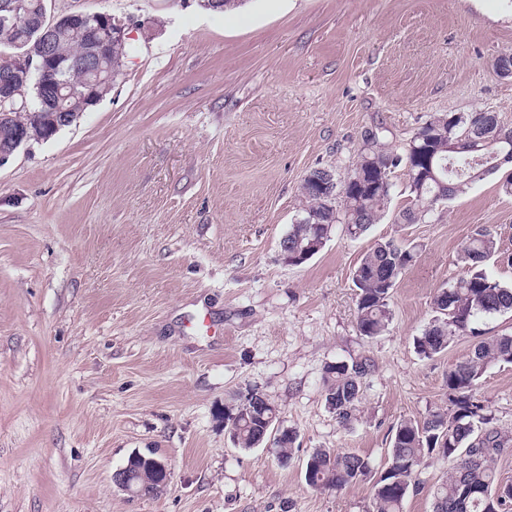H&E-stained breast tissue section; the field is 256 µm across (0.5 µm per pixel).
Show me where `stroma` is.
Masks as SVG:
<instances>
[{
	"mask_svg": "<svg viewBox=\"0 0 512 512\" xmlns=\"http://www.w3.org/2000/svg\"><path fill=\"white\" fill-rule=\"evenodd\" d=\"M51 16L106 12L132 51L111 91L50 140L0 167V512H373V485L402 420L446 406L459 336L421 357L414 339L437 291L466 275L480 226L512 254V165L400 221L404 168L359 238L336 226L290 266L280 241L304 215L315 169L347 176L369 132L403 153L434 115L492 112L512 128V0H48ZM415 250L379 335H360L352 272L376 242ZM368 360L360 419L325 404L324 369ZM264 394L297 433L288 465L272 443L235 448L233 394ZM479 395L512 433V364ZM316 448L352 450L371 471L340 490L304 481ZM154 452V495L115 472ZM450 464L426 457L403 512H432Z\"/></svg>",
	"mask_w": 512,
	"mask_h": 512,
	"instance_id": "35a3bbf8",
	"label": "stroma"
}]
</instances>
